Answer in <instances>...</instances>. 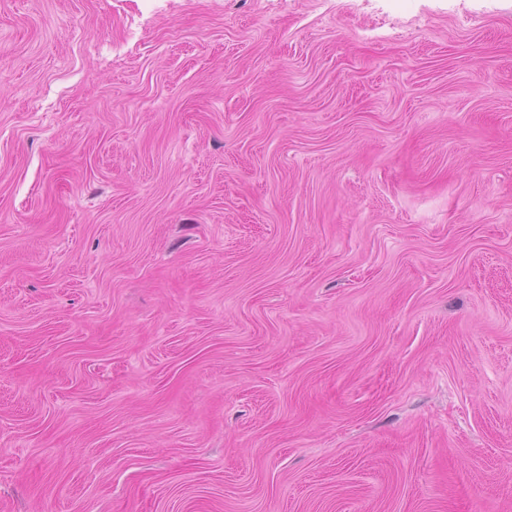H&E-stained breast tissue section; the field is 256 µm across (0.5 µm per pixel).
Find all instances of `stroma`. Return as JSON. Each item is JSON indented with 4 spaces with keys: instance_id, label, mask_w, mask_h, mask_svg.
I'll use <instances>...</instances> for the list:
<instances>
[{
    "instance_id": "obj_1",
    "label": "stroma",
    "mask_w": 512,
    "mask_h": 512,
    "mask_svg": "<svg viewBox=\"0 0 512 512\" xmlns=\"http://www.w3.org/2000/svg\"><path fill=\"white\" fill-rule=\"evenodd\" d=\"M0 512H512V0H0Z\"/></svg>"
}]
</instances>
